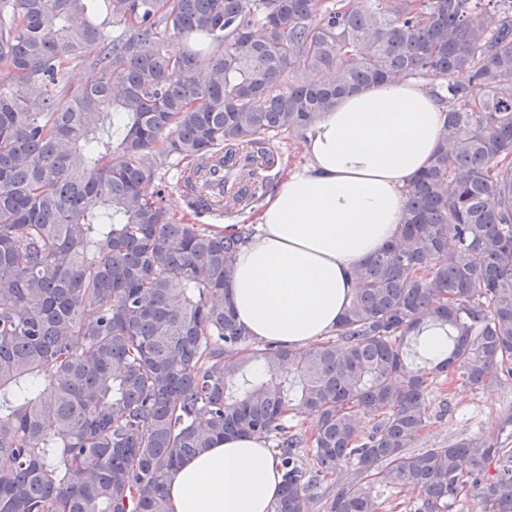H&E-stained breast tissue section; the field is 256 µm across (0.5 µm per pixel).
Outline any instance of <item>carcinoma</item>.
Here are the masks:
<instances>
[{
	"mask_svg": "<svg viewBox=\"0 0 512 512\" xmlns=\"http://www.w3.org/2000/svg\"><path fill=\"white\" fill-rule=\"evenodd\" d=\"M428 72L449 105L397 239L335 335L255 340L224 305L249 233L175 219L144 189L156 156L190 187L215 152ZM3 297L0 512H169L175 468L244 434L277 451L268 512H383L389 488L404 512H512L511 414L417 447L436 378L512 379V0H0Z\"/></svg>",
	"mask_w": 512,
	"mask_h": 512,
	"instance_id": "carcinoma-1",
	"label": "carcinoma"
}]
</instances>
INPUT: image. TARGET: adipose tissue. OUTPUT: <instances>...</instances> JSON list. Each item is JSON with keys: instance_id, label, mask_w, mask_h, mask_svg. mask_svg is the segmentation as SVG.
<instances>
[{"instance_id": "1", "label": "adipose tissue", "mask_w": 512, "mask_h": 512, "mask_svg": "<svg viewBox=\"0 0 512 512\" xmlns=\"http://www.w3.org/2000/svg\"><path fill=\"white\" fill-rule=\"evenodd\" d=\"M440 82L404 79L347 95L308 130L306 166L268 197L224 289L252 336L299 349L335 331L354 269L396 239L402 190L438 147ZM281 480L279 460L261 439L231 437L180 464L167 481L168 506L268 512Z\"/></svg>"}]
</instances>
